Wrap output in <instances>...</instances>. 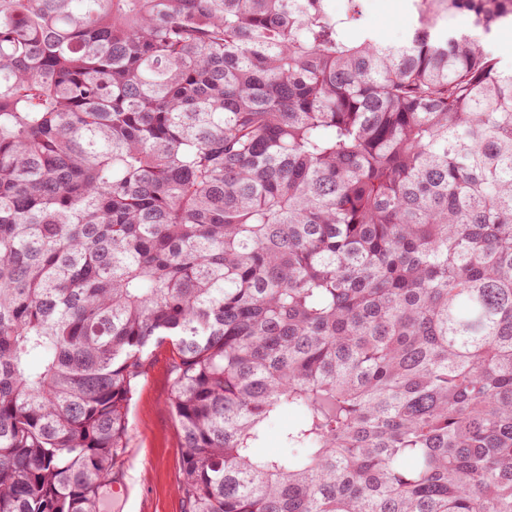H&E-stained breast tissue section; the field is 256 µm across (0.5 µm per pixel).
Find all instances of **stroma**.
I'll return each instance as SVG.
<instances>
[{"instance_id": "obj_1", "label": "stroma", "mask_w": 512, "mask_h": 512, "mask_svg": "<svg viewBox=\"0 0 512 512\" xmlns=\"http://www.w3.org/2000/svg\"><path fill=\"white\" fill-rule=\"evenodd\" d=\"M366 23L383 42H402L411 19L404 0H363ZM172 351L151 347L147 374L129 410V444L122 470L127 492L119 512H184L179 489L184 450L169 406Z\"/></svg>"}]
</instances>
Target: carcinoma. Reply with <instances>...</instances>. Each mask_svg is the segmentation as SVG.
I'll use <instances>...</instances> for the list:
<instances>
[{
  "instance_id": "obj_1",
  "label": "carcinoma",
  "mask_w": 512,
  "mask_h": 512,
  "mask_svg": "<svg viewBox=\"0 0 512 512\" xmlns=\"http://www.w3.org/2000/svg\"><path fill=\"white\" fill-rule=\"evenodd\" d=\"M341 2L0 0V512H112L161 342L186 512H512V0ZM365 22L385 43L402 42L410 28L411 19L404 0H363Z\"/></svg>"
}]
</instances>
